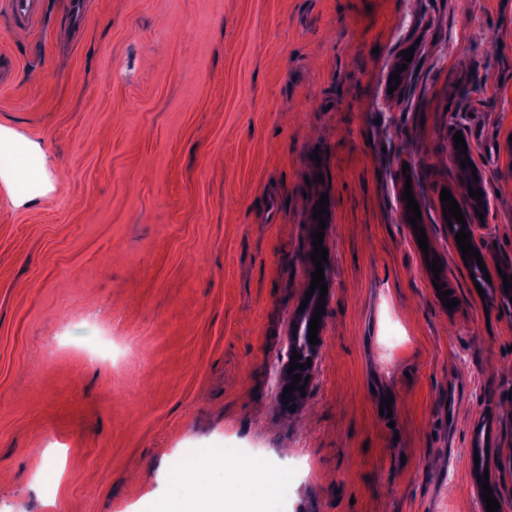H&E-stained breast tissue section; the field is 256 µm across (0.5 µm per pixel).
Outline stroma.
I'll return each instance as SVG.
<instances>
[{"instance_id":"1","label":"stroma","mask_w":512,"mask_h":512,"mask_svg":"<svg viewBox=\"0 0 512 512\" xmlns=\"http://www.w3.org/2000/svg\"><path fill=\"white\" fill-rule=\"evenodd\" d=\"M72 2L0 15V125L55 186L0 202V512L187 506L176 461L218 445L282 471L276 512H482L480 431L512 512V0H88L75 32ZM458 112L492 201L481 293L442 220ZM323 196L332 290L291 409L274 366ZM27 152L36 162L34 179L37 186L34 190L21 193L15 189V178L13 170L1 165L0 182L6 189V197L14 207H20L31 203L37 198L43 201L50 200L49 193L53 190L50 174L47 166L46 154L41 145L36 142H26Z\"/></svg>"}]
</instances>
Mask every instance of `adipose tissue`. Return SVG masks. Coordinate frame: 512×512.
I'll return each mask as SVG.
<instances>
[{
  "label": "adipose tissue",
  "mask_w": 512,
  "mask_h": 512,
  "mask_svg": "<svg viewBox=\"0 0 512 512\" xmlns=\"http://www.w3.org/2000/svg\"><path fill=\"white\" fill-rule=\"evenodd\" d=\"M27 152L36 162L34 190L22 193L15 188L14 173L0 167V185L12 206L20 207L38 198H47L52 190L46 154L41 145L27 142ZM223 467L224 484L217 487L208 480V473ZM178 478L190 485L194 507L189 512H271L282 476L265 465L247 458L225 457L223 452L209 450L192 457L182 466Z\"/></svg>",
  "instance_id": "adipose-tissue-1"
}]
</instances>
